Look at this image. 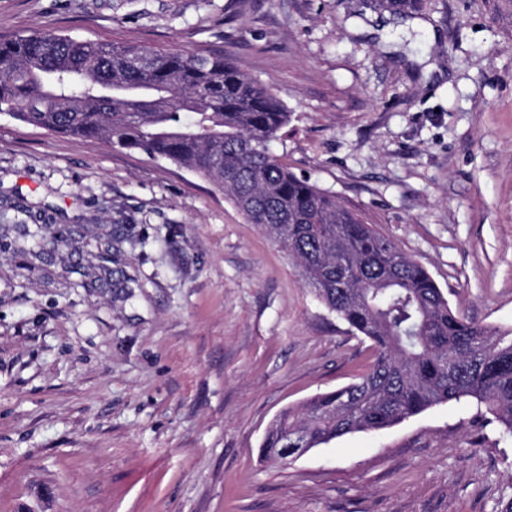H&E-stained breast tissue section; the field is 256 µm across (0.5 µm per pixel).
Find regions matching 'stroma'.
Masks as SVG:
<instances>
[{"mask_svg":"<svg viewBox=\"0 0 512 512\" xmlns=\"http://www.w3.org/2000/svg\"><path fill=\"white\" fill-rule=\"evenodd\" d=\"M370 3L0 0V39L224 55L287 106L292 172L511 328L512 0ZM372 359L211 181L0 115V512H505L512 435L470 399L261 460Z\"/></svg>","mask_w":512,"mask_h":512,"instance_id":"stroma-1","label":"stroma"}]
</instances>
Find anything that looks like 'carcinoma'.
<instances>
[{"mask_svg": "<svg viewBox=\"0 0 512 512\" xmlns=\"http://www.w3.org/2000/svg\"><path fill=\"white\" fill-rule=\"evenodd\" d=\"M403 15L413 0H374ZM0 114L51 133L104 138L215 183L288 252L325 307L372 342L357 381L282 411L265 460L391 427L472 398L512 434V329L475 324L431 275L270 143L288 125L273 89L220 54L117 45L33 29L0 39Z\"/></svg>", "mask_w": 512, "mask_h": 512, "instance_id": "1", "label": "carcinoma"}]
</instances>
